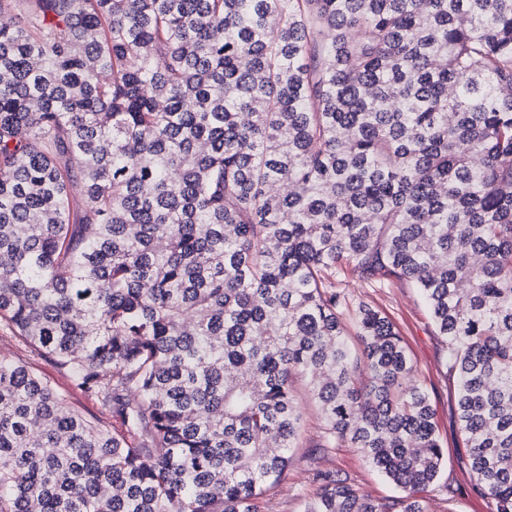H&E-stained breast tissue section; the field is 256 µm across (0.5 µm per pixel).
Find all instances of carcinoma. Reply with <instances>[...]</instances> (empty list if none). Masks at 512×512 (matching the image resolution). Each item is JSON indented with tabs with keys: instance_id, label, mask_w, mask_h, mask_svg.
I'll return each mask as SVG.
<instances>
[{
	"instance_id": "cac0c4a2",
	"label": "carcinoma",
	"mask_w": 512,
	"mask_h": 512,
	"mask_svg": "<svg viewBox=\"0 0 512 512\" xmlns=\"http://www.w3.org/2000/svg\"><path fill=\"white\" fill-rule=\"evenodd\" d=\"M348 272L419 288L512 512V0H0V325L121 423L0 356V512H263L298 378L401 491L305 512H425L434 412Z\"/></svg>"
}]
</instances>
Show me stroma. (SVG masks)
<instances>
[{
	"label": "stroma",
	"instance_id": "obj_1",
	"mask_svg": "<svg viewBox=\"0 0 512 512\" xmlns=\"http://www.w3.org/2000/svg\"><path fill=\"white\" fill-rule=\"evenodd\" d=\"M338 288L346 297L342 315L346 330H353L360 307L379 310L394 324L414 364L416 376L426 390L435 412L436 433L446 453L442 469L424 492L427 512H495L490 498L474 488L469 450L460 428L453 383L448 376L447 346L438 336L431 314L418 291L408 281L394 280L372 286L354 275H346ZM0 355L26 357L33 370L69 405L85 415L100 416L98 402L77 389L68 375L50 360L26 356L23 342L9 330L0 331ZM294 391L304 416V429L288 478L264 498V512H304L316 486L312 474L319 469L338 471L360 493L388 503L399 497V490L380 476L357 449L342 446L322 450L321 420L311 401L306 384L296 380Z\"/></svg>",
	"mask_w": 512,
	"mask_h": 512
}]
</instances>
